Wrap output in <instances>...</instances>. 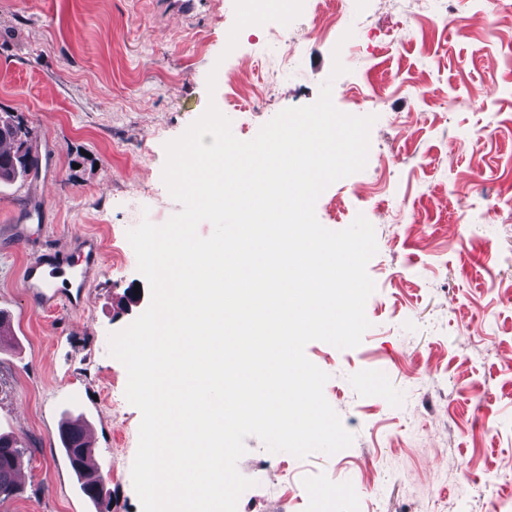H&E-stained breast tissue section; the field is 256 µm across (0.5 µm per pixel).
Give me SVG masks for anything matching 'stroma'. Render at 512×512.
I'll use <instances>...</instances> for the list:
<instances>
[{"instance_id":"35a3bbf8","label":"stroma","mask_w":512,"mask_h":512,"mask_svg":"<svg viewBox=\"0 0 512 512\" xmlns=\"http://www.w3.org/2000/svg\"><path fill=\"white\" fill-rule=\"evenodd\" d=\"M234 20V0L185 15L170 0H0V113L21 115L47 157L28 191L0 183V311L17 336L0 348V433L22 448L0 512H91L59 440L81 414L97 418L111 512H141V413L109 336L150 303L127 231L181 209L164 145L211 101L251 140L328 80L337 109L375 118L365 169L315 206L329 230L360 215L374 228L371 326L357 347L305 348L354 440L298 458L247 437L237 468L254 485L237 512H512V0H305L230 51ZM33 194L46 207L34 240L91 234L101 248L83 310H29L30 252L10 226Z\"/></svg>"}]
</instances>
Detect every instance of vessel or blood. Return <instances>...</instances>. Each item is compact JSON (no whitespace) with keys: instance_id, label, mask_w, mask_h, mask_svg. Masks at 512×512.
<instances>
[{"instance_id":"vessel-or-blood-1","label":"vessel or blood","mask_w":512,"mask_h":512,"mask_svg":"<svg viewBox=\"0 0 512 512\" xmlns=\"http://www.w3.org/2000/svg\"><path fill=\"white\" fill-rule=\"evenodd\" d=\"M41 202L31 198L26 223L16 225L12 241L26 246L31 242L27 223L40 218ZM102 254L92 237H70L66 244L41 240L37 255L23 270V282L30 309L45 311L57 308L77 309L86 302L85 288L99 268Z\"/></svg>"}]
</instances>
